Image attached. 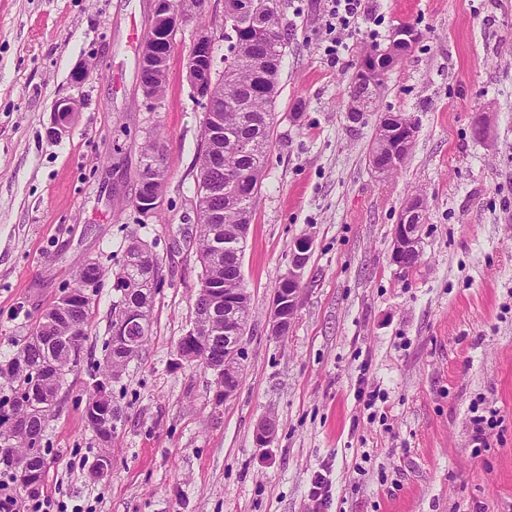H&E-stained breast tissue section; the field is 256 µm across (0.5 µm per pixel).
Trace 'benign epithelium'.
Wrapping results in <instances>:
<instances>
[{
	"label": "benign epithelium",
	"mask_w": 512,
	"mask_h": 512,
	"mask_svg": "<svg viewBox=\"0 0 512 512\" xmlns=\"http://www.w3.org/2000/svg\"><path fill=\"white\" fill-rule=\"evenodd\" d=\"M152 17L147 29L146 37L140 53L139 81L143 95L151 100H157L154 91V82L158 72H164L169 67L173 54L176 34L184 15L179 13L173 0H152ZM229 20L251 18L260 9V0H229ZM416 34L405 35L395 28L389 36L388 44L379 49L381 58H399L404 43L412 40ZM216 43V33L203 28L195 36L193 47L187 61V78L194 88L198 100L205 112L215 111V107L224 101V72L215 68V54L213 46ZM78 111V100L68 97L58 104L52 118V133L60 137L67 132L74 122ZM415 137V131L407 126L400 138L389 146L390 156L383 160L372 157V168L376 174H381L383 167H397L406 157L405 148ZM220 157L218 152L211 151L205 154L199 164L197 179L210 183L209 197L224 195V184L211 178V172L219 168ZM140 182L148 187L146 198L140 202L143 216L151 217L159 198L156 196L153 185L155 179L143 177ZM420 203L416 198L409 199L403 206L399 220L395 224L391 261L400 268L418 261L421 257V239L424 222L415 221L414 215L418 212ZM312 243L308 238H300L290 246L291 261L288 271L282 276L276 288L271 306L269 322L271 331L279 336L288 335L299 304V290ZM139 322L121 301H116L112 316V348L117 351H126L135 343V330ZM243 328L228 323L224 325V358L215 362L211 370L215 372L216 397L229 400L232 398L241 383V367ZM277 432L275 421L266 417L258 423L255 431V440L258 445L266 446L272 442Z\"/></svg>",
	"instance_id": "benign-epithelium-1"
}]
</instances>
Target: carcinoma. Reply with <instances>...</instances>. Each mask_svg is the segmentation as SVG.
<instances>
[{
    "instance_id": "obj_1",
    "label": "carcinoma",
    "mask_w": 512,
    "mask_h": 512,
    "mask_svg": "<svg viewBox=\"0 0 512 512\" xmlns=\"http://www.w3.org/2000/svg\"><path fill=\"white\" fill-rule=\"evenodd\" d=\"M270 6L261 14L229 31L224 28V104L219 106L218 136L214 146L222 155L224 164L215 178L228 185L249 186L253 192L228 198L203 201L197 229L199 261L204 266L206 287L219 291L237 292L243 301L232 319L248 323L251 316L250 296L244 286V277L236 273L238 255L243 253L248 225L261 191L267 156L273 136L272 107L278 96V78L282 55L288 44V24L281 16L280 0H267ZM384 82L375 88L354 74L351 80L352 96L362 103L376 99ZM406 120L401 113L379 116L376 137L370 153L387 151L386 131ZM146 242L134 240L126 247L113 280L124 287L125 301L141 319L143 333L131 357L138 356L148 340L151 311L158 288L154 281L161 276L159 259L154 252H142ZM107 271L94 263V270L79 268L75 283L68 289L74 300L66 314L48 310L36 322L31 336L14 353L0 359V381L9 385L11 395L0 399V441L10 442L11 450L0 455V466L26 484L29 478L42 483L45 480L46 446L41 456L30 454L29 435H44L46 423L58 408L57 397L66 382V376L82 361L84 343L89 337L92 295L86 294L87 277H95L103 284ZM224 354V337L204 333L194 338L192 345L183 349L180 359L207 366V360ZM127 361L112 356V342L104 349L101 378L89 383L84 406V419L89 427L109 418L122 409L112 403V392L105 387L111 379L122 374ZM26 399L39 410V417L30 421L25 432L16 429L15 422L27 417V411L17 406Z\"/></svg>"
}]
</instances>
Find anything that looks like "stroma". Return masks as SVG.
I'll list each match as a JSON object with an SVG mask.
<instances>
[{"label": "stroma", "instance_id": "35a3bbf8", "mask_svg": "<svg viewBox=\"0 0 512 512\" xmlns=\"http://www.w3.org/2000/svg\"><path fill=\"white\" fill-rule=\"evenodd\" d=\"M293 25L274 106V143L243 255L252 317L237 394L219 403L211 370L178 363L201 271L195 182L204 110L186 63L198 27L220 28L207 0L178 32L164 96L138 89L149 0H0V356L73 285L89 259L115 270L128 243H150L164 286L148 341L112 399L124 412L112 470L83 406L103 358L117 294L90 308L83 362L46 429L47 512H512V0H364L359 33L327 53V0H281ZM415 26L418 41L362 120L350 77L364 50ZM80 66L88 77L73 88ZM76 96L70 131L50 137L57 103ZM416 125L406 164L384 178L368 153L378 115ZM489 114L485 138L474 120ZM167 170L161 219L133 206L149 132ZM426 205L422 257L390 260L406 198ZM310 238L294 322L268 315ZM379 390L368 407L365 394ZM495 415L477 431L474 419ZM278 422L261 447L262 417Z\"/></svg>", "mask_w": 512, "mask_h": 512}]
</instances>
